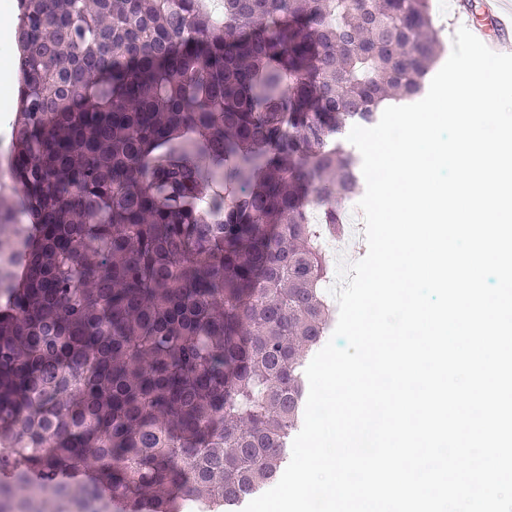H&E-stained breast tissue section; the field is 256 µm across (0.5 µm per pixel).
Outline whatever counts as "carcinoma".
<instances>
[{"instance_id": "cac0c4a2", "label": "carcinoma", "mask_w": 512, "mask_h": 512, "mask_svg": "<svg viewBox=\"0 0 512 512\" xmlns=\"http://www.w3.org/2000/svg\"><path fill=\"white\" fill-rule=\"evenodd\" d=\"M22 2L0 512H219L281 470L342 135L419 94L430 0Z\"/></svg>"}]
</instances>
